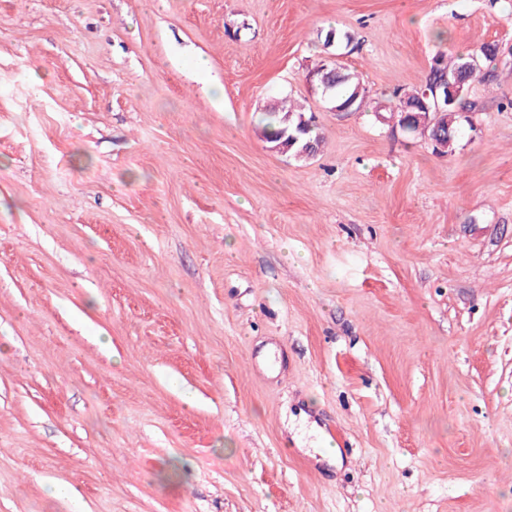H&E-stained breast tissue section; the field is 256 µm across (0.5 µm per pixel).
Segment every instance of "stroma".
<instances>
[{
  "mask_svg": "<svg viewBox=\"0 0 512 512\" xmlns=\"http://www.w3.org/2000/svg\"><path fill=\"white\" fill-rule=\"evenodd\" d=\"M487 44L453 152L391 118ZM505 98L512 0H0V512H512ZM336 59V55L330 58L331 61L336 63V71L335 67L326 60L314 69L318 72V85L322 78L323 84L328 90L327 96L330 102L338 109L344 108L353 96L354 91L360 89L362 93L361 97L349 109V112H356L359 109L362 97L365 96V88L362 87L363 85L354 74L345 72L341 64L336 62ZM288 115L290 116L291 123L296 124L298 119L301 116H304V113L294 111L293 109L286 108L285 106L274 105L271 107V111L269 112L268 122L263 129V137L266 138L268 142L278 141L281 136V130L285 127L284 118Z\"/></svg>",
  "mask_w": 512,
  "mask_h": 512,
  "instance_id": "stroma-1",
  "label": "stroma"
}]
</instances>
